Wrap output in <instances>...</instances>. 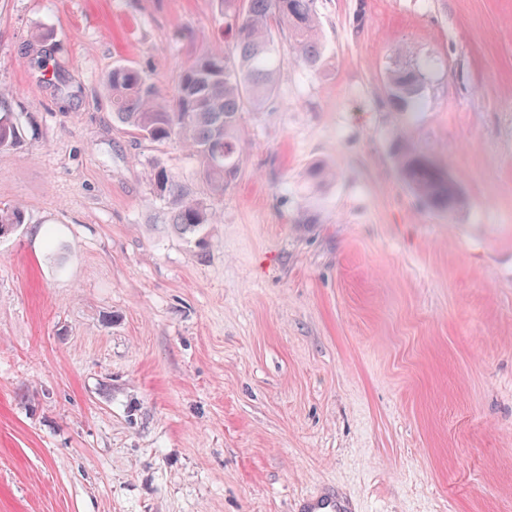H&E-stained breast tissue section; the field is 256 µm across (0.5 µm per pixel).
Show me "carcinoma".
Here are the masks:
<instances>
[{"label": "carcinoma", "mask_w": 512, "mask_h": 512, "mask_svg": "<svg viewBox=\"0 0 512 512\" xmlns=\"http://www.w3.org/2000/svg\"><path fill=\"white\" fill-rule=\"evenodd\" d=\"M319 0H220L225 30L233 48L222 55L196 59L182 71L172 95H167L148 73L118 65L106 78L112 117L136 138L163 145L177 140L198 164V180L205 192L185 186L178 176L155 164L149 173L154 199L169 209V224L182 235L203 238L218 223L210 199L221 197L237 180L243 163L240 114L259 111L275 96L278 72L284 60L278 37L286 32L293 59L310 71L322 69L324 47L318 38ZM399 63L386 75L393 107L402 112L422 97L427 61L409 46L394 50ZM13 115L0 112V148L20 142ZM399 174L411 192L428 208L453 214L464 204L463 193L427 152L404 137L392 143ZM336 178L334 169L316 163L307 180L319 187ZM23 223L20 207L0 208V231Z\"/></svg>", "instance_id": "carcinoma-1"}]
</instances>
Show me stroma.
Here are the masks:
<instances>
[{"mask_svg":"<svg viewBox=\"0 0 512 512\" xmlns=\"http://www.w3.org/2000/svg\"><path fill=\"white\" fill-rule=\"evenodd\" d=\"M327 70L244 110L242 172L205 246L149 190L195 183L104 81L172 90L223 53L217 0H0V512H512V0H320ZM430 63L394 112L393 50ZM466 205L420 203L399 131ZM335 182L309 186L311 163ZM315 223L302 224L301 212ZM21 133L10 112H0V148L11 147L20 142ZM294 512H358L357 505L334 487H323L299 498Z\"/></svg>","mask_w":512,"mask_h":512,"instance_id":"obj_1","label":"stroma"}]
</instances>
